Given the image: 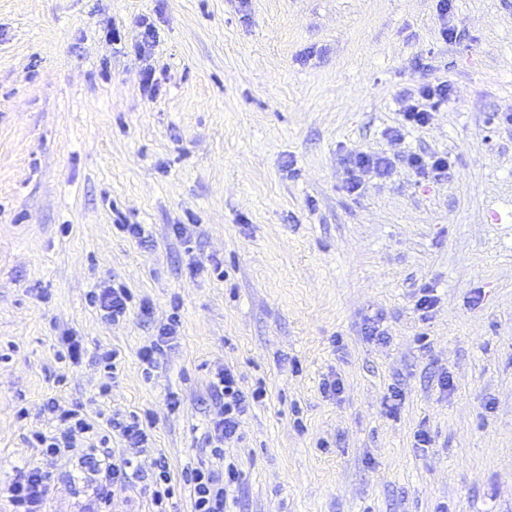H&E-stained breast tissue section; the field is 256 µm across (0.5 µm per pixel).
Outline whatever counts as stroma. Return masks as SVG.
<instances>
[{
  "mask_svg": "<svg viewBox=\"0 0 512 512\" xmlns=\"http://www.w3.org/2000/svg\"><path fill=\"white\" fill-rule=\"evenodd\" d=\"M437 3L0 0V480L39 462L53 397L150 414L172 475L234 463L227 512H512V0H453L451 41ZM435 79L453 100L391 144L401 96ZM394 148L451 169L400 161L347 192L349 152ZM102 282L150 314L103 321ZM70 331L119 351L108 396L89 360H58ZM220 365L265 394L218 460ZM74 472L55 467L46 512H83ZM180 328L179 316H173L166 323L160 325L156 334L151 336L148 343L141 347L139 358L141 363L146 366L147 373H150V370L155 367L157 355L162 354L168 348L171 349L178 342Z\"/></svg>",
  "mask_w": 512,
  "mask_h": 512,
  "instance_id": "1",
  "label": "stroma"
}]
</instances>
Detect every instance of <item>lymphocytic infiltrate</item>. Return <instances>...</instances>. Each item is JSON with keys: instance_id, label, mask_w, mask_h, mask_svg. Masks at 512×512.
Wrapping results in <instances>:
<instances>
[{"instance_id": "obj_1", "label": "lymphocytic infiltrate", "mask_w": 512, "mask_h": 512, "mask_svg": "<svg viewBox=\"0 0 512 512\" xmlns=\"http://www.w3.org/2000/svg\"><path fill=\"white\" fill-rule=\"evenodd\" d=\"M452 85L447 80H435L423 85L417 94L407 95L401 112L405 126L422 127L429 123L436 108L448 102ZM395 164L394 157L357 152L345 160L346 189L355 193L363 186L368 174L385 176ZM215 400V413L209 421L206 440L211 453L223 458L226 441L241 434L242 419L252 400L244 392L230 368L217 367L210 383ZM55 424L52 433L34 432L32 438L40 448L43 464L15 468L12 476L0 485L13 512H45L52 473L48 466L74 449H82L79 478L90 489L94 505L87 512H97L105 504L109 488L129 484L144 476L145 467H152L154 481L152 502L156 512H167V502L173 494L172 477L164 456H152L151 424L137 414L120 415L97 412L88 415L83 407L68 408L58 400L49 399L43 406ZM123 443L121 453H113V437ZM235 465L224 469L188 465L181 471V480L189 490L192 512H224L228 492L239 480Z\"/></svg>"}]
</instances>
